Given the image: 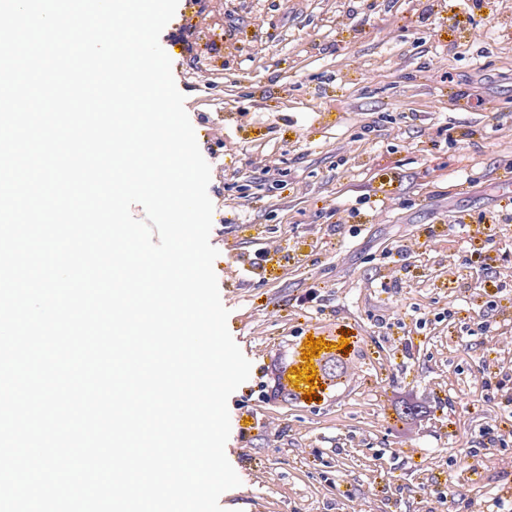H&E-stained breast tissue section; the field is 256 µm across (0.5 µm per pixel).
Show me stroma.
<instances>
[{"label":"stroma","mask_w":512,"mask_h":512,"mask_svg":"<svg viewBox=\"0 0 512 512\" xmlns=\"http://www.w3.org/2000/svg\"><path fill=\"white\" fill-rule=\"evenodd\" d=\"M194 9L178 0L160 43L211 168L213 269L252 364L228 401L225 453L241 484L221 506L465 512L507 481L483 454L493 403L471 380L491 362L486 323L512 320V305L485 286L471 240L512 197V0H221L210 23L240 24L198 74L175 38ZM429 225L436 240L419 246ZM262 247L273 257L258 275L228 280V259ZM404 266L398 302L373 291ZM312 288L317 304L302 309ZM388 307L393 319L378 321ZM310 337L334 350L348 339L359 378L267 399L271 353L301 361ZM401 338L416 347L406 365ZM400 384L459 399L403 446L386 408ZM430 478L446 499L419 501Z\"/></svg>","instance_id":"35a3bbf8"}]
</instances>
